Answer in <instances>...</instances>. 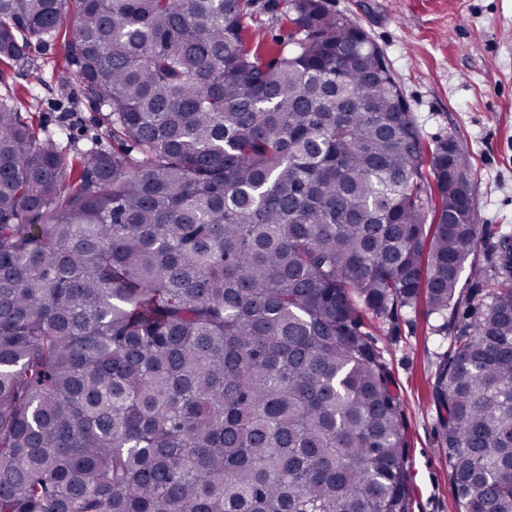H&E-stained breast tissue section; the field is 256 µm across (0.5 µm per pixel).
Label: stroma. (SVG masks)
<instances>
[{
	"mask_svg": "<svg viewBox=\"0 0 512 512\" xmlns=\"http://www.w3.org/2000/svg\"><path fill=\"white\" fill-rule=\"evenodd\" d=\"M362 29L384 56L425 144L453 138L474 168L473 196L481 242L461 273L457 303L444 314L425 302L391 321L365 316L401 400L413 494L411 512H457L442 451L433 383L455 328L489 278V257L512 235V0H326ZM284 0H249L244 23L264 50L292 31ZM67 37L32 47V67L0 61V98L17 100L34 127L64 128L81 146L101 135L95 103L62 97Z\"/></svg>",
	"mask_w": 512,
	"mask_h": 512,
	"instance_id": "obj_1",
	"label": "stroma"
}]
</instances>
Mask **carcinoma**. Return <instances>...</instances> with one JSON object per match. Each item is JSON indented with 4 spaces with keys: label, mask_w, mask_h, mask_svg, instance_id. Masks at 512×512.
Masks as SVG:
<instances>
[{
    "label": "carcinoma",
    "mask_w": 512,
    "mask_h": 512,
    "mask_svg": "<svg viewBox=\"0 0 512 512\" xmlns=\"http://www.w3.org/2000/svg\"><path fill=\"white\" fill-rule=\"evenodd\" d=\"M0 0V60L72 19L104 134L68 163L0 101V512H409L363 313L442 314L480 242L376 45L286 0ZM434 199L420 194L423 172ZM433 387L459 512H512V236ZM284 0H251L245 11L244 23L250 36L260 38L261 50H270L279 43H288L292 27L283 13Z\"/></svg>",
    "instance_id": "1"
}]
</instances>
